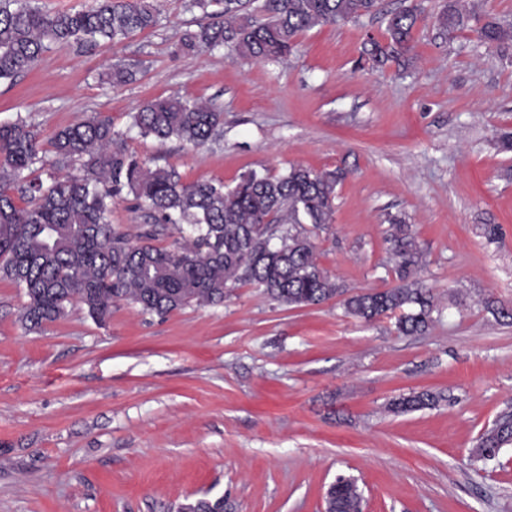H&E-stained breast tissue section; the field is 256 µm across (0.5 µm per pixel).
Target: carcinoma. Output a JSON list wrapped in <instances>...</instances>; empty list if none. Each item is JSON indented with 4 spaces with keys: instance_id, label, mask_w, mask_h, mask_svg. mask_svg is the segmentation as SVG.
Listing matches in <instances>:
<instances>
[{
    "instance_id": "obj_1",
    "label": "carcinoma",
    "mask_w": 512,
    "mask_h": 512,
    "mask_svg": "<svg viewBox=\"0 0 512 512\" xmlns=\"http://www.w3.org/2000/svg\"><path fill=\"white\" fill-rule=\"evenodd\" d=\"M221 10L211 11L209 7ZM202 11L197 29L180 40L187 53L228 47L257 61L290 54L299 35L317 26L346 23L383 12L382 0H192ZM385 13V12H383ZM385 41L369 36L362 57L383 67L411 51L413 31L423 20L420 6L385 13ZM158 21L150 0H97L78 12L48 13L28 0H0V81L32 69L54 44L89 49L118 44ZM478 24L489 46L512 43V22L480 16L468 0H448L434 17L451 36ZM130 64L118 61L107 73L114 85L133 80ZM143 137L202 146L218 140L224 112L215 104L183 96L155 97L131 114ZM57 162L81 161L82 174L23 181L36 163L41 141L36 126L23 119L0 123V278L24 288L23 320L38 329L78 302L103 322L120 301L165 315L189 305L224 302L233 288L255 284L289 306L323 303L345 290L319 266L311 231L333 223L340 175L293 165L282 174L249 171L232 188L215 180L182 182L172 166L151 168L126 147L112 120L93 113L58 131L51 141ZM30 206L16 203L15 193ZM127 193L144 210L150 229L134 242L112 224V199ZM389 242L395 257L393 288L351 295L347 314L365 322L396 315L398 333L424 334L436 310L431 289L417 278L422 252L409 226L392 220ZM172 229L179 237L167 247L152 244ZM277 237V248L268 237ZM437 397L413 394L394 403L401 412L430 406ZM512 444V426L503 420L483 438L479 457L495 459ZM358 487L345 479L331 501L334 512H353ZM179 512H224V500L198 499Z\"/></svg>"
}]
</instances>
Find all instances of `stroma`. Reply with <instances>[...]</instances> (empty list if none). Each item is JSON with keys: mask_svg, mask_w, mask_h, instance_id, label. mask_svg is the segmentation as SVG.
<instances>
[{"mask_svg": "<svg viewBox=\"0 0 512 512\" xmlns=\"http://www.w3.org/2000/svg\"><path fill=\"white\" fill-rule=\"evenodd\" d=\"M159 22L92 50L54 45L0 82V122L54 133L94 112L127 148L184 183L231 186L300 164L340 174L320 266L348 294L396 286L390 217L409 224L439 313L422 335L347 315L342 297L288 306L262 288L160 317L120 302L106 323L79 304L43 327L23 289L0 279V512H176L223 498L224 512H325L337 476L364 512H512V445L478 448L512 416V45L472 30L414 32L406 64L361 65L384 15L302 33L278 61L179 51L201 16L155 0ZM140 63L115 86L112 62ZM213 101L224 134L193 148L142 137L130 115L153 97ZM496 224L488 240L483 227ZM436 404L397 413L400 397Z\"/></svg>", "mask_w": 512, "mask_h": 512, "instance_id": "stroma-1", "label": "stroma"}]
</instances>
